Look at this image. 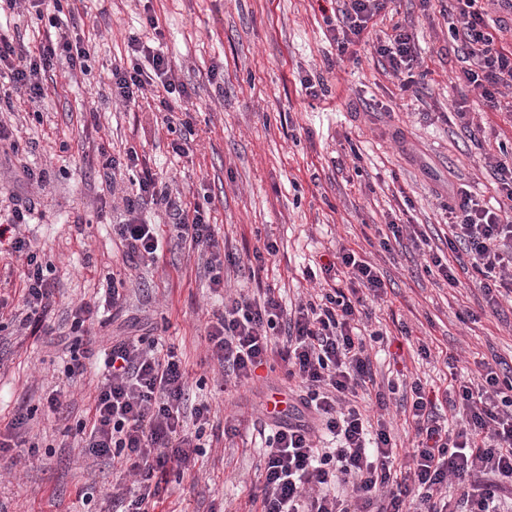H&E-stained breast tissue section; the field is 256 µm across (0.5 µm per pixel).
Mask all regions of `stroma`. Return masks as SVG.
<instances>
[{
	"label": "stroma",
	"mask_w": 512,
	"mask_h": 512,
	"mask_svg": "<svg viewBox=\"0 0 512 512\" xmlns=\"http://www.w3.org/2000/svg\"><path fill=\"white\" fill-rule=\"evenodd\" d=\"M74 35L91 51L89 70L57 66L37 102L17 103L0 120L17 127L19 146L0 144V215L16 200L35 204L27 227L54 267L50 333L9 326L0 332V423L16 411L30 418L32 456L0 475V512H99L114 477L112 463L75 448L69 429L84 419L98 383L104 348L113 337L149 334L175 347L187 364L196 401L237 425L199 457L184 478L169 476L163 512H249L258 477L257 425L262 405L287 395L282 362L258 379L225 383L209 358L205 322L220 304L199 252L171 241L155 261H127L112 236L125 200L138 190L131 175L108 181L96 159L99 144L119 154L135 147L183 207L208 204L218 240L237 264L229 288L253 294L279 289L283 303L308 298L318 280L310 270L341 247L366 254L386 285L371 304L369 348L384 417L391 423L395 470L412 464L414 430L406 423L401 387L420 379L447 414L452 377L512 369V300L489 301L478 274L448 286L424 270L429 253L446 250L444 209L460 186L480 203L495 195L484 168L498 142L512 151V118L486 111L480 92L459 81L461 44L448 31L450 0H389L379 29L405 26L415 35L423 84L403 88L372 44L338 55L326 24L337 0H76ZM159 22L161 47L187 94L164 111L155 87L128 106L112 90V67L128 59V38L148 36ZM323 79L325 98L306 95L303 79ZM464 104L483 126L474 138L456 114ZM187 114L189 154L171 148L180 137L169 113ZM45 170L44 187L26 184L23 166ZM405 213L425 241L403 238L391 250L380 241ZM278 247L261 271L250 257L266 242ZM125 280L124 304L97 334L84 377L71 383L74 403L48 415L44 398L67 383L70 311L103 298L113 274ZM396 393H389V386Z\"/></svg>",
	"instance_id": "stroma-1"
}]
</instances>
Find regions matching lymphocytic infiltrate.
Returning a JSON list of instances; mask_svg holds the SVG:
<instances>
[{
    "label": "lymphocytic infiltrate",
    "instance_id": "lymphocytic-infiltrate-1",
    "mask_svg": "<svg viewBox=\"0 0 512 512\" xmlns=\"http://www.w3.org/2000/svg\"><path fill=\"white\" fill-rule=\"evenodd\" d=\"M23 1L36 9L52 4L48 22L55 33L31 48L0 32L1 113L14 111V95L32 102L41 98L43 79L57 62L82 71L90 57L89 48L62 26L64 0H0V13L14 12ZM478 2L457 0L449 25L467 62L460 78L479 89L489 111L512 116V99L503 94L512 85V44L490 32ZM385 5L386 0H343L330 27L338 54L372 36ZM129 48L132 66L112 68V88L125 103L136 102L154 78L167 94L162 108H169V94L185 95L168 57L150 41L134 36ZM376 51L402 76L404 87L416 84L413 33L393 27L378 39ZM99 157L106 174L136 175L138 191L125 201L126 218L112 227L125 257L155 259L167 236L204 256L210 287L222 296L221 309L206 323L205 339L225 377L253 379L274 357L284 364L298 415L276 423L265 440L251 512H502V493L512 485V376L488 373L452 384L445 398L451 412L447 422L440 420L421 381L413 380L412 402L404 409L417 439L413 466L394 482L389 427L371 421L363 397L375 378L366 340L357 331L369 314L368 301L385 288L375 267L355 250L340 248L335 262L321 268L327 288L289 309L271 287L259 298L225 291L224 253L206 210L173 205L172 222L160 232L142 214L167 194L155 175L140 167L137 151L129 148L116 156L103 147ZM486 164L499 206H482L465 192L454 196L447 207L448 251L431 255L430 262L450 286L458 285L459 272L472 270L487 296L512 298V163L491 154ZM32 211L27 202L16 201L10 218L0 224V246L21 266V322L38 328L51 310L54 290L51 265L42 262L21 231ZM337 275L348 289L332 286ZM122 303L119 288H109L104 305L118 309ZM101 306L84 300L72 311L71 331L85 346L96 341ZM99 373L74 437L83 454L111 460L113 469L131 477V484L115 483L106 495L112 512H158L167 475L195 467L211 407L191 403L188 372L174 347L143 336L113 339ZM452 478L457 481L453 498L448 495Z\"/></svg>",
    "mask_w": 512,
    "mask_h": 512
}]
</instances>
